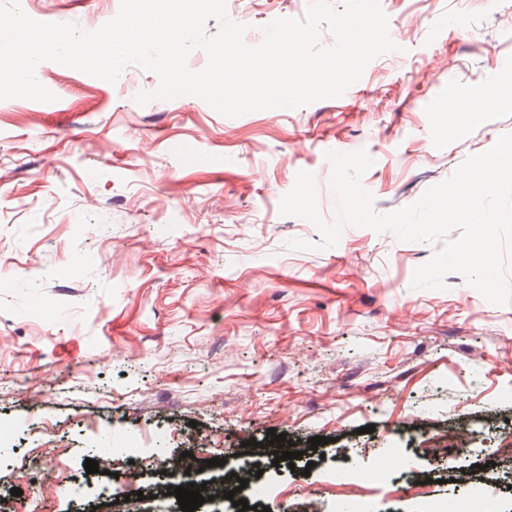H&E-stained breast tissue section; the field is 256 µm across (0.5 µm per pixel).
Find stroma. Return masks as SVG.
Returning a JSON list of instances; mask_svg holds the SVG:
<instances>
[{
	"label": "stroma",
	"mask_w": 512,
	"mask_h": 512,
	"mask_svg": "<svg viewBox=\"0 0 512 512\" xmlns=\"http://www.w3.org/2000/svg\"><path fill=\"white\" fill-rule=\"evenodd\" d=\"M30 18L94 31L121 0H19ZM309 0H235L230 18L262 42ZM397 51L373 59L338 98L226 117L185 96L139 105L158 76L116 83L51 61L52 102L0 100V512H106L87 473L104 439L112 470L137 478L138 512H175L150 456L222 459L284 435L301 455L264 460L271 512L348 505L332 475L390 462L365 485L376 512H512V303L485 300L456 273L415 290L434 242L345 228L337 246L293 251L316 228L280 201L299 171L333 220L330 151L365 149L362 185L386 214L417 201L468 157L512 134V97L480 124L447 111L512 69V0H380ZM425 427H418V419ZM475 440L459 451L457 434ZM325 437L311 449L309 440ZM137 442L144 453L122 452ZM59 448L49 494L23 481ZM21 496H12V489Z\"/></svg>",
	"instance_id": "1"
}]
</instances>
